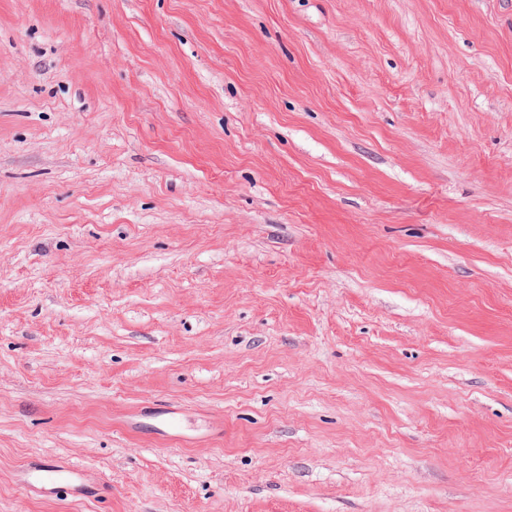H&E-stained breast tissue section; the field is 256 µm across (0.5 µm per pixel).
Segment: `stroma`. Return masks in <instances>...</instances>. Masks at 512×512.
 Segmentation results:
<instances>
[{
	"label": "stroma",
	"instance_id": "stroma-1",
	"mask_svg": "<svg viewBox=\"0 0 512 512\" xmlns=\"http://www.w3.org/2000/svg\"><path fill=\"white\" fill-rule=\"evenodd\" d=\"M0 512H512V0H0ZM88 478L87 470L72 462L42 459L22 466L17 481L28 494L50 498L57 496L63 488H68L74 494H81L89 482Z\"/></svg>",
	"mask_w": 512,
	"mask_h": 512
}]
</instances>
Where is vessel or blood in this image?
I'll use <instances>...</instances> for the list:
<instances>
[{
  "label": "vessel or blood",
  "instance_id": "vessel-or-blood-1",
  "mask_svg": "<svg viewBox=\"0 0 512 512\" xmlns=\"http://www.w3.org/2000/svg\"><path fill=\"white\" fill-rule=\"evenodd\" d=\"M87 470L71 462L42 459L22 466L17 476L19 486L28 494L50 498L60 489L81 493L88 482Z\"/></svg>",
  "mask_w": 512,
  "mask_h": 512
}]
</instances>
